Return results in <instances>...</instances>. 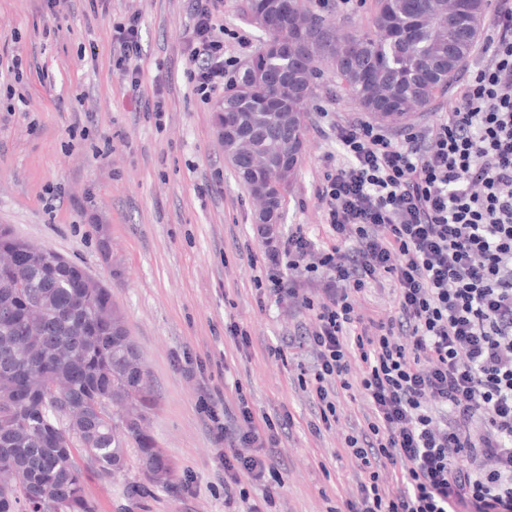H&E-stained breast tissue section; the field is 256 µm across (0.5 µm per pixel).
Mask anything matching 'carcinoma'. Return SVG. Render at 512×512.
I'll return each mask as SVG.
<instances>
[{
	"label": "carcinoma",
	"instance_id": "cac0c4a2",
	"mask_svg": "<svg viewBox=\"0 0 512 512\" xmlns=\"http://www.w3.org/2000/svg\"><path fill=\"white\" fill-rule=\"evenodd\" d=\"M245 8L254 24L268 28L269 40L216 111L237 113L243 140L224 142L225 158L239 156L235 177L275 213L289 179L274 176L288 164V136H304L315 57L328 52L362 108L399 123L448 87L479 30L452 15L448 0H419L416 10L409 0H378L372 27L341 39L302 0H246ZM0 228L9 234L0 246L19 253L14 266L0 253V459L11 462L18 478L15 487L0 488V512L21 506L37 512L46 482L60 490L56 512H97L85 493V472L112 481L126 466L127 448L138 452L143 473L172 472L145 428L156 406L149 375L109 289L82 287L85 271L58 266L60 254L52 249L29 260L21 254L28 240ZM46 379L62 393L49 397L28 386ZM98 400L112 403L111 419L94 411ZM72 437L92 445L93 460L83 459Z\"/></svg>",
	"mask_w": 512,
	"mask_h": 512
}]
</instances>
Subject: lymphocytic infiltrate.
<instances>
[{"instance_id": "obj_1", "label": "lymphocytic infiltrate", "mask_w": 512, "mask_h": 512, "mask_svg": "<svg viewBox=\"0 0 512 512\" xmlns=\"http://www.w3.org/2000/svg\"><path fill=\"white\" fill-rule=\"evenodd\" d=\"M222 2H192L186 54L204 103L234 63L215 23ZM140 28L136 13L113 23L111 67L159 120L162 87L140 93ZM454 92L457 105L429 125L336 122L348 162L317 186L329 242L299 225L264 256L269 292L312 314L288 340L307 360L297 380L313 404L310 432L339 425L340 391L365 404L341 438L360 471L347 512H512V0H496ZM290 271L322 290L300 292ZM385 281L391 315L363 313L358 296ZM201 408L225 447V497L274 512L282 481L272 457L292 416L257 423L243 397L221 411L206 394ZM252 484L263 485L260 500Z\"/></svg>"}]
</instances>
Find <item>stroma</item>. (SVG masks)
Here are the masks:
<instances>
[{"mask_svg":"<svg viewBox=\"0 0 512 512\" xmlns=\"http://www.w3.org/2000/svg\"><path fill=\"white\" fill-rule=\"evenodd\" d=\"M191 0H64L50 14L42 0H0V225L55 250L112 293L152 379L157 405L149 429L174 468L167 488L143 475L137 452L112 482L87 473L98 512H241L226 504L224 447L200 411L203 392L235 406L246 397L256 417L292 414L274 464L282 479L279 512H339L356 482L335 432L313 435V409L297 383L288 338L307 311L260 296L255 278L268 246L256 205L235 178L216 136L214 104L201 103L184 47ZM345 37L367 29L376 0H304ZM140 13L142 89L163 84L166 112L154 120L130 101L112 74V25ZM227 55L254 59L267 36L244 0H224L216 17ZM245 45H238V38ZM359 114L332 68L314 81L305 153L281 209L280 238L302 224L325 241L315 188L338 154L333 131L312 129L321 111ZM90 132L74 137V125ZM111 140L108 158L91 144ZM250 335L236 349L230 325ZM201 363L195 376L187 361Z\"/></svg>","mask_w":512,"mask_h":512,"instance_id":"obj_1","label":"stroma"}]
</instances>
